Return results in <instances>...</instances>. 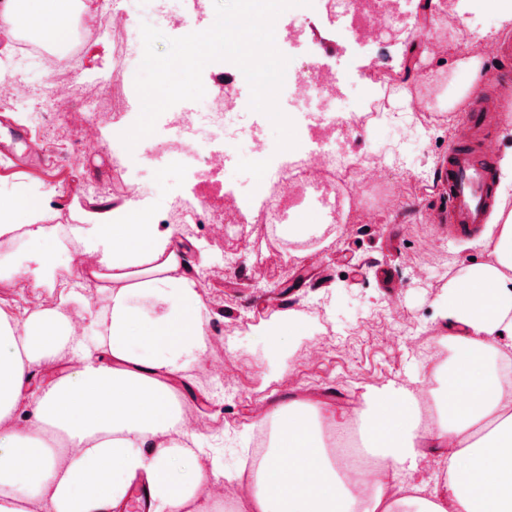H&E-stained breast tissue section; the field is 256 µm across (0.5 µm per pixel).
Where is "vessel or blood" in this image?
Here are the masks:
<instances>
[{"label": "vessel or blood", "mask_w": 512, "mask_h": 512, "mask_svg": "<svg viewBox=\"0 0 512 512\" xmlns=\"http://www.w3.org/2000/svg\"><path fill=\"white\" fill-rule=\"evenodd\" d=\"M466 106L471 120L449 148L436 181L445 199L440 219L455 238L478 235L489 211L498 203L495 161L486 148L484 134L491 106L477 87L470 91Z\"/></svg>", "instance_id": "1"}]
</instances>
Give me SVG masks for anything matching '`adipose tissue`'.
Masks as SVG:
<instances>
[{"mask_svg":"<svg viewBox=\"0 0 512 512\" xmlns=\"http://www.w3.org/2000/svg\"><path fill=\"white\" fill-rule=\"evenodd\" d=\"M76 7L0 0V18L60 46ZM42 211L35 195L0 204V236L45 238L55 227ZM492 224L488 261L450 278L440 299L437 341L449 356L429 369L437 388L370 389L339 418L306 400L274 408L258 420L269 448L233 475V502L245 512H512V211ZM70 232L105 304L73 289L51 308L0 307V512H103L136 482L155 512H225L223 495L203 491L220 455L182 409L186 359L210 331L175 228L131 202ZM152 300L166 311L151 315ZM350 421L370 463L404 472V486L341 476L333 447Z\"/></svg>","mask_w":512,"mask_h":512,"instance_id":"ef3b65f1","label":"adipose tissue"}]
</instances>
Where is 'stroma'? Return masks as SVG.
Masks as SVG:
<instances>
[{"label": "stroma", "instance_id": "obj_1", "mask_svg": "<svg viewBox=\"0 0 512 512\" xmlns=\"http://www.w3.org/2000/svg\"><path fill=\"white\" fill-rule=\"evenodd\" d=\"M84 2L89 11L78 15L75 24L87 37L78 60L62 61L64 67H77L95 87L113 75V43L95 33L101 0ZM401 10L416 17V25L395 36L358 41L338 30L315 2L299 13H284V22L307 30L306 38L288 50L298 67L320 59L351 78L345 102L350 109L367 92L366 73L378 70L388 110L402 112L405 97L424 92L437 102L450 84L467 81L462 33L479 34L491 43L512 38V21H505L487 0L464 13L457 0L429 5L401 0ZM4 76L22 79L25 101L20 106L0 102V115L46 110L43 85L31 68L21 65L13 44L0 38ZM116 112L124 114V126L139 116L135 95L113 84L102 112H95L90 100L76 98L49 112L47 122H28L37 167L0 172V202L45 193L51 223L63 227L89 223L105 204L114 209L143 201L155 222L165 224L174 204L195 200L197 177L188 169L156 171L153 147L166 134L160 124L138 155L112 150L123 128L112 123ZM408 120L415 131L404 140L387 122L352 132L351 146L360 159L395 153V162L381 173L387 189L378 196L357 186L338 189L336 216L317 208L302 215V223L316 226L315 235L291 239L276 225L258 223L255 170L241 154L224 170V194L242 206L239 223L201 224L184 237L188 250L205 249V261L193 267L202 300L226 309L224 325L236 334L230 342L213 338L208 352L209 358L222 360L221 375L232 395L213 391L205 382L210 368L202 365L192 370L182 396L200 432L223 437V476L240 468L242 439L258 415L284 396L315 392L341 412L351 410L366 388L391 381L419 386L429 366L415 347L428 342L439 296L470 261L488 259L484 236L452 240L447 225L434 220L444 205L433 189L435 174L454 141L453 126L467 122L465 106L456 107L436 130L429 129L424 112ZM228 254L237 257L229 267L224 264ZM287 313L303 317L307 331L285 348H272L255 328Z\"/></svg>", "mask_w": 512, "mask_h": 512}]
</instances>
